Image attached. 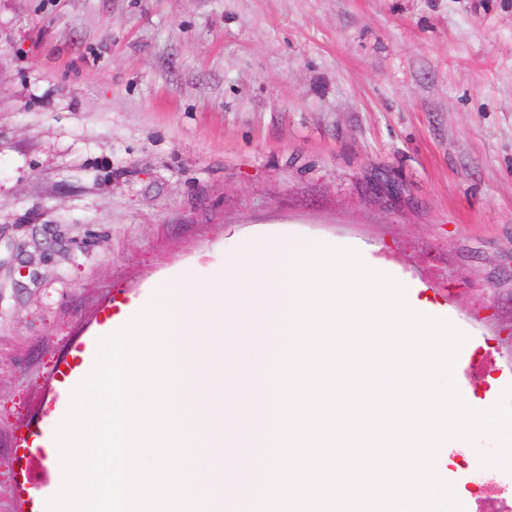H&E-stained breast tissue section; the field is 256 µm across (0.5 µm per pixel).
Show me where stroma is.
<instances>
[{"label": "stroma", "instance_id": "stroma-1", "mask_svg": "<svg viewBox=\"0 0 512 512\" xmlns=\"http://www.w3.org/2000/svg\"><path fill=\"white\" fill-rule=\"evenodd\" d=\"M245 238L358 250L512 386V0H0V460L111 296ZM440 474L496 475L470 443Z\"/></svg>", "mask_w": 512, "mask_h": 512}]
</instances>
